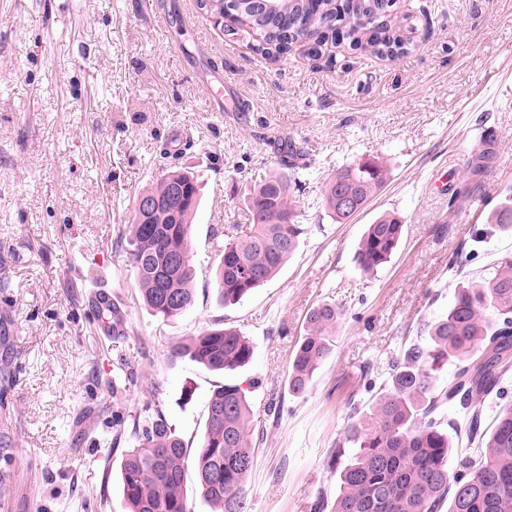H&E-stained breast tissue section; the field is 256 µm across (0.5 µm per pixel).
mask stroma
<instances>
[{
    "instance_id": "1",
    "label": "stroma",
    "mask_w": 512,
    "mask_h": 512,
    "mask_svg": "<svg viewBox=\"0 0 512 512\" xmlns=\"http://www.w3.org/2000/svg\"><path fill=\"white\" fill-rule=\"evenodd\" d=\"M414 46L395 60L348 45L271 59L228 34L196 0H0V512H125L119 481L130 436L112 442V375L122 409L158 399L189 451L224 380L248 390L255 467L249 512H313L334 502L330 461L350 405L368 403L423 323L448 309V256L474 251L480 272L512 253V235H472L512 189V0H395ZM222 68L225 108L206 81ZM493 132L482 174L469 162ZM178 149L164 156L170 142ZM311 173L307 233L279 273L239 303L216 300L213 272L250 179L279 169L281 142ZM375 160L381 191L350 223L315 208L338 168ZM192 168L204 187L190 229L195 304L161 321L115 241L162 169ZM398 217L404 236L377 274L354 257L368 224ZM128 310L127 337L100 327L94 292ZM346 306L331 356L290 396L292 355L308 312ZM233 327L251 362L224 375L171 347Z\"/></svg>"
}]
</instances>
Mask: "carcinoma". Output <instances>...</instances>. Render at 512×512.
<instances>
[{"mask_svg": "<svg viewBox=\"0 0 512 512\" xmlns=\"http://www.w3.org/2000/svg\"><path fill=\"white\" fill-rule=\"evenodd\" d=\"M210 16L229 17L235 30L257 36L254 49L279 59L298 47L313 56L340 32L353 50L395 59L411 51L401 20L384 0H197ZM281 164L254 183L240 223L224 230V249L216 269L219 301L234 305L272 279L297 250L307 228L300 223L304 208L290 198V185L306 169L303 154L285 142ZM387 171L377 161L345 166L325 186L322 205L343 224L364 209L384 186ZM182 190L179 203L157 211L142 224L134 218L127 235V259L137 273L138 291L152 314L164 321L183 315L194 305V270L190 227L200 203L193 172L178 169L160 175L142 194L165 198ZM353 205L343 209L339 199ZM488 230L512 233V195L489 212ZM404 225L383 215L367 226L355 260L366 274H375L398 248ZM187 257L177 266L171 256ZM464 251L448 257V270L460 278L448 312L423 325L428 339L412 344L392 358L389 376L368 409L351 407L345 443L352 445L349 462L340 472V486L330 512H512V403L500 405L491 432L481 429L479 405L502 397L503 381L512 375V255H505L476 276L466 270ZM344 316L343 307L324 302L312 308L288 373V392L308 391L319 365L332 354V335ZM127 312L112 303V340L126 336ZM213 372H233L253 354L249 339L231 327H216L172 347ZM454 359V371L443 386L432 374L440 362ZM200 446L195 457L197 488L213 512H248V479L255 465L250 404L240 384L226 382L210 394ZM448 409L464 416L469 445L480 461L456 460L449 472L451 438L441 428ZM113 443L131 432L133 447L120 463L126 512H190L186 497L187 446L159 405L147 403L143 413L112 412Z\"/></svg>", "mask_w": 512, "mask_h": 512, "instance_id": "cac0c4a2", "label": "carcinoma"}]
</instances>
